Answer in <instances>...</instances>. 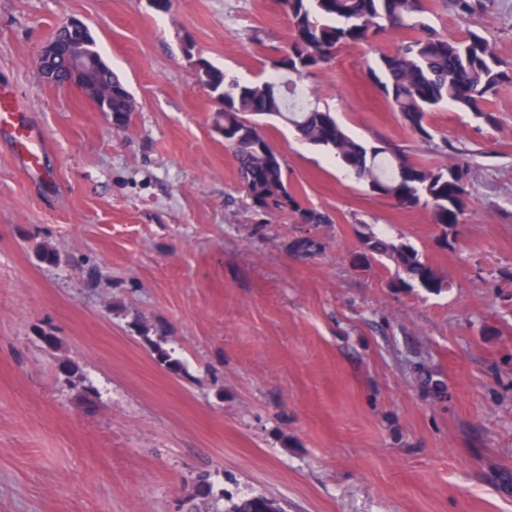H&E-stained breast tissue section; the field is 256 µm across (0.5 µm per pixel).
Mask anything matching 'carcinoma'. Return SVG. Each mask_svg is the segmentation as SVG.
I'll return each mask as SVG.
<instances>
[{"instance_id":"1","label":"carcinoma","mask_w":512,"mask_h":512,"mask_svg":"<svg viewBox=\"0 0 512 512\" xmlns=\"http://www.w3.org/2000/svg\"><path fill=\"white\" fill-rule=\"evenodd\" d=\"M288 15L290 34L279 55L267 66L272 77L240 83L204 62L200 81L222 103L213 123L224 126V145L238 164L242 189L253 207L270 216L296 218L300 224H325L329 217L303 206L288 190L283 156L269 143L251 116L279 117L305 143L332 153L374 193L393 199L401 208L422 206L431 211L439 238L448 227L462 223L469 197L470 166L463 160L451 167L416 162L393 141L358 140L346 133L336 113L305 97L294 104L298 81L331 64L337 50L349 43H370L386 32L402 35L398 46L380 52L367 74L405 128L429 143L434 131L427 116L443 104L452 105L488 124L495 122L488 108L491 98L512 88V63L502 60L487 36L468 31L450 37L427 22L426 0H279ZM368 253L365 266L389 260L414 288L440 291L444 280L412 245L363 235ZM280 512L275 500L256 495L235 503L228 512Z\"/></svg>"}]
</instances>
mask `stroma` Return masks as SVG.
Listing matches in <instances>:
<instances>
[{
  "instance_id": "stroma-1",
  "label": "stroma",
  "mask_w": 512,
  "mask_h": 512,
  "mask_svg": "<svg viewBox=\"0 0 512 512\" xmlns=\"http://www.w3.org/2000/svg\"><path fill=\"white\" fill-rule=\"evenodd\" d=\"M427 5L512 63V0L465 20ZM73 17L133 99L124 131L38 69ZM288 33L277 0H0V86L27 100L53 179L42 190L0 133V512H228L259 494L283 512H512V88L491 125L442 105L428 121L448 144H425L367 75L398 34L342 46L311 97L354 137L468 161V211L440 244L427 209L266 119L290 188L331 218L299 224L252 208L196 66L255 80ZM369 230L415 246L446 288L357 266ZM74 28H87L85 24L80 21L79 19H70L66 22H64L60 29L58 30V37H54L51 41L47 42L40 52L39 56V67L41 70V66L45 64H49L52 60V58L58 53L60 46H61V37H60V31L65 29H74Z\"/></svg>"
}]
</instances>
